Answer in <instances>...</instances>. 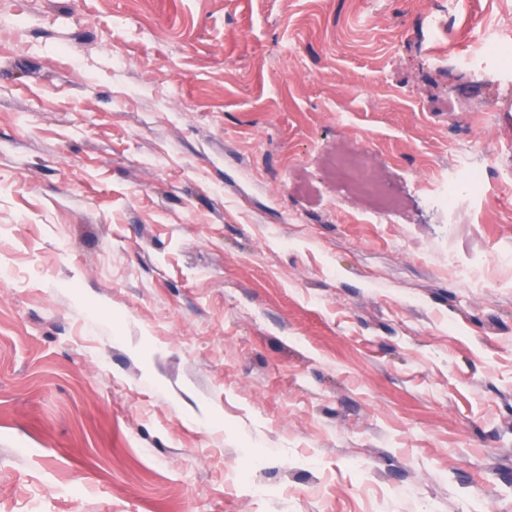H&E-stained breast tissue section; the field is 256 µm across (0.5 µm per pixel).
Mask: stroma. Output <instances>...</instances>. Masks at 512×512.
<instances>
[{
	"instance_id": "obj_1",
	"label": "stroma",
	"mask_w": 512,
	"mask_h": 512,
	"mask_svg": "<svg viewBox=\"0 0 512 512\" xmlns=\"http://www.w3.org/2000/svg\"><path fill=\"white\" fill-rule=\"evenodd\" d=\"M19 19L0 512H512V0ZM464 149L484 191L428 206ZM340 153L398 209L369 223ZM488 43L479 56L465 60V65L475 79L481 80L488 71L499 69V44L494 41Z\"/></svg>"
}]
</instances>
